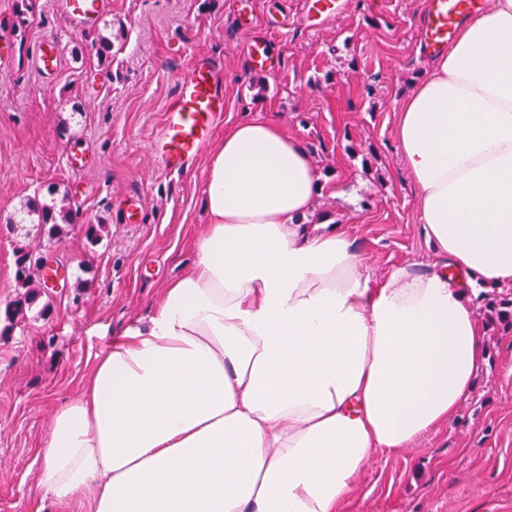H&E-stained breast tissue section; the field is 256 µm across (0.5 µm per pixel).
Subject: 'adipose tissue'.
Masks as SVG:
<instances>
[{"mask_svg":"<svg viewBox=\"0 0 512 512\" xmlns=\"http://www.w3.org/2000/svg\"><path fill=\"white\" fill-rule=\"evenodd\" d=\"M395 141L434 246L380 280L308 230L324 181L261 117L209 149L195 261L57 408L37 483L87 512H341L378 452L451 426L486 361L473 300L512 287V0L464 18Z\"/></svg>","mask_w":512,"mask_h":512,"instance_id":"1","label":"adipose tissue"}]
</instances>
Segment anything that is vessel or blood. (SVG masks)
<instances>
[{
    "label": "vessel or blood",
    "mask_w": 512,
    "mask_h": 512,
    "mask_svg": "<svg viewBox=\"0 0 512 512\" xmlns=\"http://www.w3.org/2000/svg\"><path fill=\"white\" fill-rule=\"evenodd\" d=\"M489 0H431L422 23L423 48L436 53L453 40L462 18L477 14ZM61 13L72 28L96 24L103 0H60ZM64 45L54 37L41 38L35 53L36 71L57 75ZM223 72L205 56L175 77V97L163 113L162 132L155 156L164 172H187L198 157L224 111Z\"/></svg>",
    "instance_id": "b4317fda"
}]
</instances>
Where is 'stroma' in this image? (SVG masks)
<instances>
[{
  "label": "stroma",
  "mask_w": 512,
  "mask_h": 512,
  "mask_svg": "<svg viewBox=\"0 0 512 512\" xmlns=\"http://www.w3.org/2000/svg\"><path fill=\"white\" fill-rule=\"evenodd\" d=\"M105 2L100 25L73 33L59 0L26 11L0 0V309L19 294L16 249L53 248L65 269L42 297L48 314L28 311L0 338V512H36L53 412L80 392L96 354L131 320L147 323L194 262L207 222L205 161L168 174L154 144L174 77L196 54L224 68L215 135L262 116L299 136L325 180L317 214L346 230L372 279L433 260L395 142L399 105L429 68L416 52L427 0H341L340 14L315 26L304 20L309 0ZM109 24L123 25L125 38L105 54ZM46 36L65 47L52 82L33 66ZM255 39L266 40L273 72L251 71ZM51 186L68 193L81 221L54 244L36 225L11 222ZM86 221L105 225L100 244L86 240ZM485 343L455 423L402 452L376 453L345 512H512V329L487 326Z\"/></svg>",
  "instance_id": "obj_1"
}]
</instances>
